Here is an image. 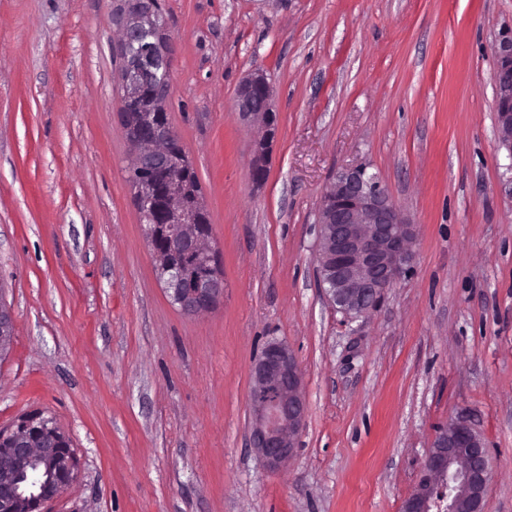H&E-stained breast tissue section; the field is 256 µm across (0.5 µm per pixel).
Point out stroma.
Masks as SVG:
<instances>
[{
	"instance_id": "obj_1",
	"label": "stroma",
	"mask_w": 512,
	"mask_h": 512,
	"mask_svg": "<svg viewBox=\"0 0 512 512\" xmlns=\"http://www.w3.org/2000/svg\"><path fill=\"white\" fill-rule=\"evenodd\" d=\"M167 109L198 174L224 299L183 314L128 180L113 0H0V282L13 344L0 428L55 417L81 474L50 512H401L463 414L484 512H512V149L495 122L512 0H159ZM263 69L278 135L234 108ZM369 165L415 226L404 275L346 317L318 277L336 171ZM303 375L298 446L267 471L251 366Z\"/></svg>"
}]
</instances>
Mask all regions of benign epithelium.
Listing matches in <instances>:
<instances>
[{"instance_id": "1", "label": "benign epithelium", "mask_w": 512, "mask_h": 512, "mask_svg": "<svg viewBox=\"0 0 512 512\" xmlns=\"http://www.w3.org/2000/svg\"><path fill=\"white\" fill-rule=\"evenodd\" d=\"M125 87L170 92L172 57L143 47L140 27L121 24ZM495 112L501 140L512 151V38L498 51L494 75ZM235 110L248 123L265 129L255 144L253 182L261 184L268 173L267 156L278 122L273 103V87L264 71L250 73L238 86ZM177 132L169 125L167 112L144 114L137 140L135 164L138 168L180 167L175 152ZM151 206V224L169 223V204L164 194ZM319 233V275L327 285L330 302L349 317H357L375 307L386 291L405 272L414 239L413 224L393 200L388 190L365 165L337 171L317 213ZM168 246L184 249L205 259L215 258L212 227L197 217L179 222L167 231ZM173 295L183 313L193 315L216 306L224 297L222 267L198 279L195 286L179 288L181 271L167 269ZM251 440L266 466L278 468L296 448L307 412L302 372L288 346L271 342L251 367ZM0 512H47V506L77 482L79 461L74 448L57 446L56 436L46 434L39 448L25 446L18 438L10 448H0ZM44 468L43 479L34 493L27 492L23 480L29 470ZM490 478L487 451L480 435L466 417L448 421L436 435L425 456L417 484L404 500L402 512H483V496Z\"/></svg>"}]
</instances>
